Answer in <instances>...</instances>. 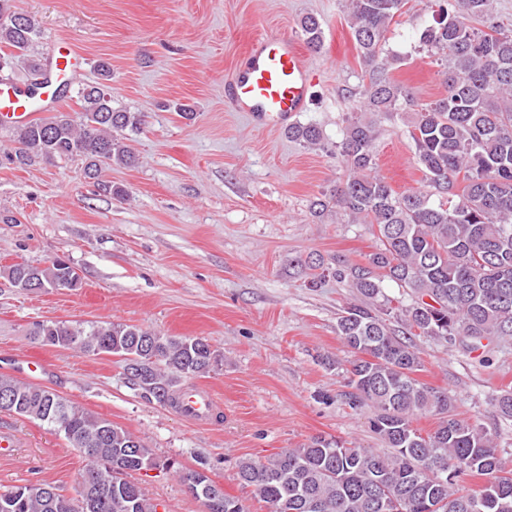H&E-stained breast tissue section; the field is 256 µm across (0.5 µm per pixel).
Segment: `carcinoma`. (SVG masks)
<instances>
[{
    "label": "carcinoma",
    "instance_id": "cac0c4a2",
    "mask_svg": "<svg viewBox=\"0 0 512 512\" xmlns=\"http://www.w3.org/2000/svg\"><path fill=\"white\" fill-rule=\"evenodd\" d=\"M14 0H0V62L11 70L32 72L41 64L31 51L42 38L25 15L17 23ZM408 0H348L351 34L367 68L364 85L348 119L336 155L347 179L333 194L313 201L314 213L331 208L371 225L375 250L361 262L338 257L308 263L299 257L288 266L314 271L318 286L326 274L357 293L344 308L336 333L355 354L346 395L353 409L372 412L371 428L390 451L345 446L317 438L265 460L238 462L240 480L266 503L267 512H512V470L498 455L494 438L481 424L455 412L448 391L416 378L421 358L412 337L435 336L468 351L483 341L512 339V26L493 14V0H427L434 23L420 43L448 58L446 92L430 102L396 82L390 69L404 58L386 48V35ZM300 32L307 46H322L320 21L306 16ZM98 81L77 91L79 119L57 115L16 130L17 159L86 162L85 175L100 176L112 162H136L127 133L141 130L142 115L113 105L112 65L95 62ZM407 112L404 135L424 174L427 191L396 192L376 173L375 120ZM288 137L308 147L323 142L312 123L288 125ZM9 282L32 277L45 289L74 290L81 285L70 263L54 258L46 266L0 271ZM410 292L411 303L390 312L377 306L384 280ZM34 339L52 344L66 336L75 349L92 355H116L137 364L129 377L146 398L180 408L184 379L210 371L219 362L215 350L198 337L165 336L126 323L90 326L38 322ZM15 397L13 412L50 426L70 447L94 448L97 463L86 465L95 491L71 498L50 484L48 494L32 495L27 486L0 493V512H158L159 503L135 482L118 491L130 470H172L133 433L39 385L0 373V393ZM505 421H512V392L494 398ZM423 414L439 416L426 435L414 426ZM478 476L482 484L469 486ZM199 500L205 512H247L235 496Z\"/></svg>",
    "mask_w": 512,
    "mask_h": 512
}]
</instances>
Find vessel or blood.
Masks as SVG:
<instances>
[{
    "label": "vessel or blood",
    "instance_id": "obj_1",
    "mask_svg": "<svg viewBox=\"0 0 512 512\" xmlns=\"http://www.w3.org/2000/svg\"><path fill=\"white\" fill-rule=\"evenodd\" d=\"M314 78L293 36L272 33L257 38L226 87L238 111L262 123L287 125L308 110L314 94ZM58 81L40 86L34 93L15 87L0 88V111L23 125L34 119L45 103L58 102ZM186 417L208 418L217 406L215 398L201 389L181 392Z\"/></svg>",
    "mask_w": 512,
    "mask_h": 512
}]
</instances>
